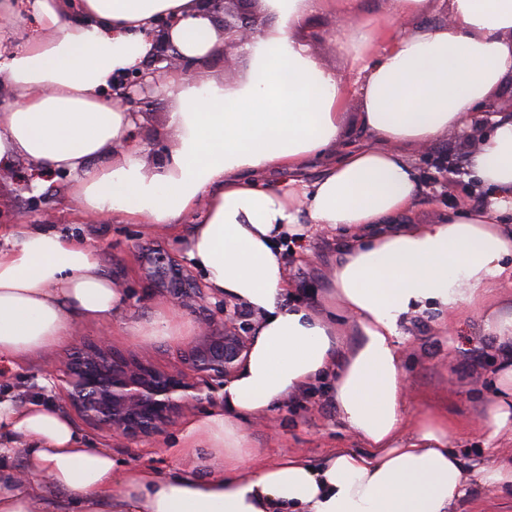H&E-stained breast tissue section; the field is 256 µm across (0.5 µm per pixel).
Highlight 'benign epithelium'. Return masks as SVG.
<instances>
[{
    "label": "benign epithelium",
    "mask_w": 512,
    "mask_h": 512,
    "mask_svg": "<svg viewBox=\"0 0 512 512\" xmlns=\"http://www.w3.org/2000/svg\"><path fill=\"white\" fill-rule=\"evenodd\" d=\"M214 20L224 30V65L244 56L262 17L259 0H210ZM176 21L155 23L154 53L140 69L113 78L110 97L131 112L163 92L166 73L188 76L198 61L173 51L166 39ZM236 311L224 307V324L201 323L199 342L182 355L184 370L166 371L117 355L112 339L101 334L89 347L72 354L53 370L55 393L88 424L135 441L158 434L189 403H210L224 391L249 349L248 328L234 323Z\"/></svg>",
    "instance_id": "1"
}]
</instances>
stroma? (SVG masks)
<instances>
[{
	"label": "stroma",
	"mask_w": 512,
	"mask_h": 512,
	"mask_svg": "<svg viewBox=\"0 0 512 512\" xmlns=\"http://www.w3.org/2000/svg\"><path fill=\"white\" fill-rule=\"evenodd\" d=\"M335 22L336 0H322L321 10L307 18L296 34L304 40L311 32H320L312 50L326 68L341 72L346 64L335 50ZM173 104L172 96L157 93L143 107L139 142L149 159L163 158L171 145L167 114ZM468 150L467 140L451 134L435 145L410 153L409 159L427 188L424 202L414 211L415 221L429 222L448 214L460 199L479 206L465 169L450 173L436 166L443 157L464 161ZM64 186V179L57 178L42 191L32 193L9 180L0 184V241L20 219L27 224H52L64 236L80 239L97 251L106 272L128 292L127 312L112 327L115 349L162 369L173 368L183 345L141 340L131 336L130 326L149 320L160 298L177 303L194 322L210 319L220 324L224 321L223 298L201 286L198 273L193 276L194 287L181 292L170 288L168 282L155 281L149 275L152 257L162 253L175 263H184L181 240L165 230H151L143 224H116L108 217L92 223L83 221L65 197ZM333 253L329 237L322 232L307 239L302 250L286 252L288 276L295 285L292 300L310 301L312 293L325 286L332 272ZM483 320L482 313L469 307L452 313L453 328L448 332L434 328L431 316L412 319L405 328L404 379L409 393L408 416L429 408L456 419L460 427L454 434L455 446L476 462L490 464L512 455V445L485 447L479 427L496 373L495 348L491 338L482 334ZM99 333L97 326L77 325L74 335L50 358L28 360L9 373H0V394L11 392L21 402L36 394L54 399L52 368L92 344ZM205 410L202 404L189 406L163 432L136 443L109 436L83 422L77 428L93 447L111 449L125 465L150 468L162 475L176 471L201 475L205 463L215 462L214 449L198 448L184 455L178 447L186 423ZM245 430L253 453L265 463L298 455L317 464L332 450L355 445L335 406L315 393L285 402L270 416L248 422Z\"/></svg>",
	"instance_id": "stroma-1"
}]
</instances>
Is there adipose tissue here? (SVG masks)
<instances>
[{"label": "adipose tissue", "mask_w": 512, "mask_h": 512, "mask_svg": "<svg viewBox=\"0 0 512 512\" xmlns=\"http://www.w3.org/2000/svg\"><path fill=\"white\" fill-rule=\"evenodd\" d=\"M428 0H389L385 13L337 0L353 25L336 38L347 63L322 65L294 31L321 0H262L268 23L246 44L230 83L170 72L172 144L151 163L132 133L141 118L104 99L116 74L142 66L156 16L178 17L170 40L206 60L224 35L202 0H0V158L68 174L65 195L86 217L184 233L185 259L212 293L247 312L246 360L221 407L191 421L184 448L214 449L217 472L164 476L120 468L71 419L37 398H0V512H455L469 488L512 493V458L481 466L453 445L456 420L404 414V328L432 309L436 328L461 306L486 313L498 345L487 441L512 439V314L492 290L511 276L512 113L488 106L512 79V0H450V23H427ZM40 38L14 46L20 13ZM401 19L416 20L407 31ZM361 102L369 144L337 153L343 107ZM471 135L467 167L483 204L430 223L406 216L421 198L408 159L452 131ZM314 155L333 161L314 182L267 180ZM335 239L332 274L311 303L288 301L287 246L313 227ZM126 288L98 253L46 224L0 247V367L53 355L76 323L110 327ZM198 326L165 300L130 332L178 342ZM327 389L358 442L315 465L260 463L243 423L304 390ZM21 465H12L14 447Z\"/></svg>", "instance_id": "ef3b65f1"}]
</instances>
